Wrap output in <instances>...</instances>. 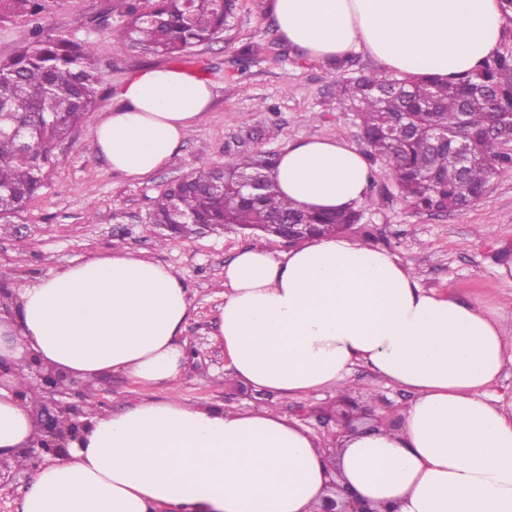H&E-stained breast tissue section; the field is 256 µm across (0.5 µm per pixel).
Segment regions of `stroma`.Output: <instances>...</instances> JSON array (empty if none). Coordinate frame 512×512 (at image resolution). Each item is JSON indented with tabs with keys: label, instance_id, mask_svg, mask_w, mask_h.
Listing matches in <instances>:
<instances>
[{
	"label": "stroma",
	"instance_id": "obj_1",
	"mask_svg": "<svg viewBox=\"0 0 512 512\" xmlns=\"http://www.w3.org/2000/svg\"><path fill=\"white\" fill-rule=\"evenodd\" d=\"M122 0H45L44 26L93 45L103 82L95 107L70 137L53 148L46 186L14 219L0 229V286L16 288L46 276L51 267L83 261L121 245L130 252L180 272L190 290L191 313L183 332L186 360L176 383L133 384L119 372L104 374L96 388L77 377L67 380L71 401L92 400L100 410L120 412L144 399H183L227 412L273 407L331 441L334 419L351 406L375 405L397 418L411 393L385 386L368 367H356L348 401L329 393L280 398L224 374V350L213 333L223 299L217 283L239 250L267 246L285 251V242L259 233L227 228L175 241L160 229H147L151 203L172 181L203 164L218 165L242 151L248 131L265 129L256 149L273 154L288 143L317 135L365 150L352 113L336 102L335 72L323 62L302 58L284 46L279 60L258 56L240 72L237 49L244 44L282 43L265 0H239L234 23L219 39L177 59L132 53L113 42L110 27L121 22ZM175 65L216 84L209 113L157 172L132 178L112 170L91 147L95 125L117 102L124 80L145 66ZM371 184L363 206L366 219L351 238L370 237L374 247L394 254L411 267L426 289L481 298L512 315V279L499 265L512 260V171L492 182L487 195L462 214L418 213L395 195L386 167L369 165ZM372 390L366 399L364 390Z\"/></svg>",
	"mask_w": 512,
	"mask_h": 512
}]
</instances>
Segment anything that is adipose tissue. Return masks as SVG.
Segmentation results:
<instances>
[{
    "label": "adipose tissue",
    "mask_w": 512,
    "mask_h": 512,
    "mask_svg": "<svg viewBox=\"0 0 512 512\" xmlns=\"http://www.w3.org/2000/svg\"><path fill=\"white\" fill-rule=\"evenodd\" d=\"M288 43L326 63L365 52L391 72L452 81L479 69L504 33L500 0H268ZM216 85L179 67L124 82L93 148L113 170L152 174L204 117ZM274 179L320 212L361 205L364 156L310 136L280 153ZM215 340L230 376L282 397H345L355 366L414 399L400 426L343 437L342 484L389 512H512V413L489 389L506 367L512 315L421 286L384 249L343 235L285 253L241 250L225 267ZM0 318V357L35 353L93 383L107 371L139 385L175 382L191 303L166 265L115 248L16 288ZM40 390L0 389V458L29 467ZM31 467V466H30ZM34 469V468H33ZM326 452L274 409L226 412L171 394L93 413L68 453L34 469L23 512H317Z\"/></svg>",
    "instance_id": "adipose-tissue-1"
}]
</instances>
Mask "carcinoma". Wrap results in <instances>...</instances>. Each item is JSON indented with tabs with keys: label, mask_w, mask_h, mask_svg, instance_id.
<instances>
[{
	"label": "carcinoma",
	"mask_w": 512,
	"mask_h": 512,
	"mask_svg": "<svg viewBox=\"0 0 512 512\" xmlns=\"http://www.w3.org/2000/svg\"><path fill=\"white\" fill-rule=\"evenodd\" d=\"M238 0H123V24L113 40L132 51L178 58L218 39L234 19ZM43 0H0V21L24 18L30 37L0 59V221L19 212L46 185L54 145L91 111L102 74L91 45L44 30ZM336 100L354 113L369 157L388 168L398 197L430 213L463 212L512 169V153L489 140L492 126L512 124V53H496L479 70L454 82L358 72L350 56L331 63ZM471 142L468 168L448 160L452 141ZM276 158L240 151L219 166L193 169L152 204L150 225L174 224L188 238L197 224L236 226L271 234L268 224H312L332 235L358 224L364 209L334 214L306 210L279 192ZM261 176L253 190L247 175Z\"/></svg>",
	"instance_id": "carcinoma-1"
}]
</instances>
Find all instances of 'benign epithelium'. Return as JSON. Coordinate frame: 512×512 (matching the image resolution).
<instances>
[{
    "mask_svg": "<svg viewBox=\"0 0 512 512\" xmlns=\"http://www.w3.org/2000/svg\"><path fill=\"white\" fill-rule=\"evenodd\" d=\"M27 373L37 385L42 387L43 396L34 406L33 418L38 427V435L23 448V453L36 467L45 462V456L52 457L68 454L70 442L80 437L87 421L83 420L86 411L64 400L62 381L67 375L52 368H46L31 357H23L12 363L0 359V387L4 386L5 377L11 374ZM28 478V471L12 466L0 460V492L9 491L20 480ZM320 512H379L369 502L363 503L354 496L338 489L334 497L323 500Z\"/></svg>",
    "mask_w": 512,
    "mask_h": 512,
    "instance_id": "7a95c632",
    "label": "benign epithelium"
}]
</instances>
